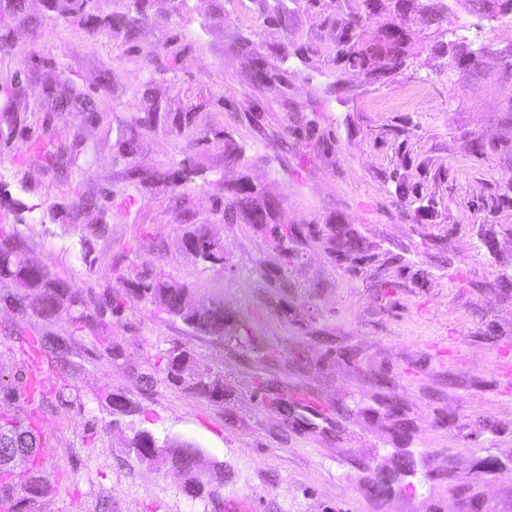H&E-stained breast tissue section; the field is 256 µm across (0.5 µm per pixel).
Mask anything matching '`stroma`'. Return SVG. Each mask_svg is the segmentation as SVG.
Returning <instances> with one entry per match:
<instances>
[{
    "instance_id": "stroma-1",
    "label": "stroma",
    "mask_w": 512,
    "mask_h": 512,
    "mask_svg": "<svg viewBox=\"0 0 512 512\" xmlns=\"http://www.w3.org/2000/svg\"><path fill=\"white\" fill-rule=\"evenodd\" d=\"M442 5L432 23L400 17L397 0L371 13L363 0H150L131 44L112 19L134 15L132 0L67 17L48 0L0 8V227L89 309L124 301L90 329L26 318L32 340L70 344L65 364L42 366L39 474L56 491L36 512H427L450 501L429 476L449 464L480 477L484 512H512V69L491 57L512 45V13ZM357 12L366 42L402 26L400 69L374 79L338 59ZM239 35L286 72L285 101L256 84L232 49ZM461 39L488 50L480 67L457 64ZM168 52L176 67H147ZM38 139L66 145L63 162L33 154ZM244 178L297 228L289 259L267 234L225 223L224 188ZM339 224L368 259L336 256ZM195 230L222 241L223 264L186 250ZM139 272L185 284L191 306L221 304L227 331L249 326L252 351L140 300ZM176 345L222 400L167 380L157 361ZM114 394L130 408L113 409ZM392 408L409 432L385 427ZM141 431L192 443L202 468L223 463L219 503L130 450ZM399 448L416 473L376 504L364 464L395 463Z\"/></svg>"
}]
</instances>
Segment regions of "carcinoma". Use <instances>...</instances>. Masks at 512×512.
Returning <instances> with one entry per match:
<instances>
[{"mask_svg": "<svg viewBox=\"0 0 512 512\" xmlns=\"http://www.w3.org/2000/svg\"><path fill=\"white\" fill-rule=\"evenodd\" d=\"M499 0H468L471 12L477 15L493 16L499 13L496 9ZM420 7L417 0H402L400 10L408 14ZM428 14L431 21L439 22L442 18V5L432 3L421 7ZM115 29L124 32L126 42L134 40L138 19L126 15L113 21ZM342 50L358 61L359 64L374 77L396 70L403 66L405 56L403 51L402 28L395 26L386 32L380 43H371L362 49L357 44L344 41ZM256 76L261 89L268 91L272 96L284 98L288 87L287 80L280 69L268 67L262 61H256ZM66 153V148L59 142L52 140L42 141L37 146V154L55 163L59 162ZM224 191V220L229 223L240 221L250 224L265 233H270L273 248L288 258V239L296 235V228L269 218V211L276 201L267 199L255 192L247 191L243 186L226 187ZM15 242V247L0 252V280L10 279L25 290L23 294H16L9 303L17 307L19 316H26L25 300L33 295L39 299L38 311L42 315L65 314L79 327H91V321L101 318L86 313L87 302L82 294L67 288L62 280L55 277L46 266L33 268L25 256V249L15 235H9ZM185 238H193L197 248L203 254L202 261L213 265L224 264V246L221 241L208 234L189 232ZM336 252L340 257L356 258L362 252L363 244L359 237L344 228H336L331 236ZM137 292L140 298L162 307L167 313L180 318L195 331L210 336L224 338V308L221 305H212L205 312L200 313L186 305L188 288L182 283L173 280H161L146 273L136 274ZM13 338L20 349L31 345L27 338L24 323L13 322L5 331ZM165 370L167 379L174 384L186 385L195 394L210 397L209 389L218 387L210 373L201 369L190 353L174 346L166 356ZM8 389L15 397H26L33 402H43L45 386L36 381L33 375H25L17 380V384L7 383L0 377V391ZM42 446L40 431L32 426H24L8 413H0V451L15 453L28 450L31 452V467L23 472L21 483L24 495L15 496L14 484L8 482L12 473L0 470V512H31L33 506L46 495L44 486L37 470L38 448ZM199 452L193 444L188 442L166 441L154 449L153 459L167 462L170 466L186 476V481L192 483L208 482V476L197 471L198 464L193 456Z\"/></svg>", "mask_w": 512, "mask_h": 512, "instance_id": "carcinoma-1", "label": "carcinoma"}]
</instances>
